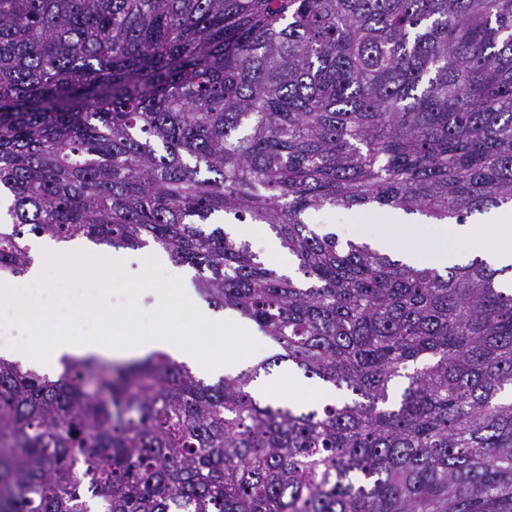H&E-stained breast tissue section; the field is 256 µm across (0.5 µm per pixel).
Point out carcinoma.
Returning <instances> with one entry per match:
<instances>
[{
    "label": "carcinoma",
    "mask_w": 512,
    "mask_h": 512,
    "mask_svg": "<svg viewBox=\"0 0 512 512\" xmlns=\"http://www.w3.org/2000/svg\"><path fill=\"white\" fill-rule=\"evenodd\" d=\"M0 202V276L153 246L279 349L212 384L0 355V512H512V265L308 222L512 207V0H0ZM282 362L335 400L260 398ZM231 225L233 226L232 227L233 232L237 236L242 237L244 239H246L247 236L251 235V232L253 229L254 230L253 234L246 240H248L252 244L254 249L260 251L261 255H263L264 258H265V251H266L268 259H270L271 261L275 262L278 265L288 267L290 265V263L292 262L291 258L288 257V255H286L280 249V247L278 245L273 244L274 242L277 243V241L274 237V234L270 231L268 225H266V224H250L251 227H249V225H247V224H236V225L231 224ZM266 241L273 242V243L267 244L266 250H265L264 245H265ZM270 264H272V263H270ZM276 264L274 265V263H273L272 265L275 266L277 269L288 271V268L280 267V266H277ZM36 264L35 267L36 270L44 265L45 263V252H46V246L50 243H54L53 241H50L48 239H37L36 240ZM56 244V243H54ZM61 249L66 251V254H69L68 251L73 249H81L80 252H86L90 255H99V254H105V253H112V250L106 249L102 246H95L90 242H84L79 244H56ZM35 270V271H36Z\"/></svg>",
    "instance_id": "obj_1"
}]
</instances>
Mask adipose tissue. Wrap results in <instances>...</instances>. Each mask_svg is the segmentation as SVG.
I'll use <instances>...</instances> for the list:
<instances>
[{
  "label": "adipose tissue",
  "mask_w": 512,
  "mask_h": 512,
  "mask_svg": "<svg viewBox=\"0 0 512 512\" xmlns=\"http://www.w3.org/2000/svg\"><path fill=\"white\" fill-rule=\"evenodd\" d=\"M391 232L374 238L381 252L399 251L403 260L420 267H445L459 259L460 244L487 256L494 265L512 264V210L492 214L484 224H411L399 211L386 214Z\"/></svg>",
  "instance_id": "adipose-tissue-1"
}]
</instances>
